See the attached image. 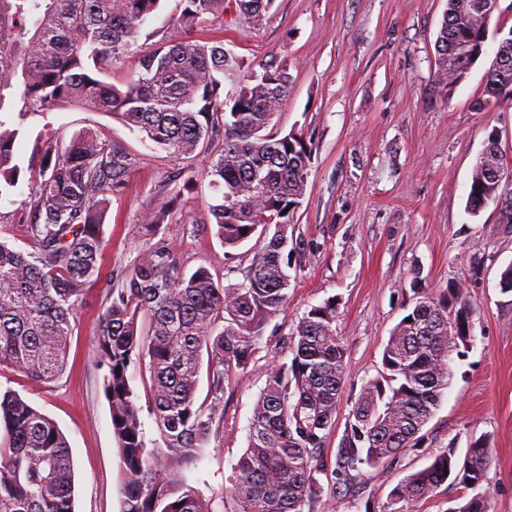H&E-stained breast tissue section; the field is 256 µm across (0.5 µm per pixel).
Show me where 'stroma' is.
I'll return each mask as SVG.
<instances>
[{
	"mask_svg": "<svg viewBox=\"0 0 512 512\" xmlns=\"http://www.w3.org/2000/svg\"><path fill=\"white\" fill-rule=\"evenodd\" d=\"M445 8L446 0H274L262 25L215 15L193 33L256 63L288 64V99L269 132L294 131L312 146L305 195L292 217L310 249L287 308L269 320L265 335L287 336L311 306L336 302L346 373L324 455L335 457L360 388L377 376L391 330L413 306L414 289L436 295L457 281L466 292L471 338L452 362L451 384L422 430L423 446L358 477L351 490L323 491L315 512H396L392 493L405 476L442 448L463 450L483 435L493 442L481 486L488 510L512 512V294L498 287L501 270L512 263V224L500 223L498 202L475 217L467 211L472 170L488 136L512 157V100L478 107L497 48L493 38L486 56L444 97L434 72ZM179 9V0H163L131 55L108 69V80L127 78L136 55L150 48L151 32L166 29ZM86 128L136 160L103 226L105 269L114 279L166 247L185 270L204 266L223 285L242 282L262 241L251 239L225 258L207 208L214 193L204 159L192 163L196 189L183 190L179 161L143 142L121 119L81 110L29 118L15 159L27 167L46 137L66 140ZM28 193L23 179L0 196V239L23 251L32 248L19 222ZM166 204L171 211L164 224L147 234L143 215ZM103 301L100 288L92 287L57 379L39 385L0 371L1 388L16 391L65 435L74 460L75 512L120 510L117 443L93 357ZM273 361V351L259 349L248 369L225 385L224 423L187 473L216 512L234 507L227 497L232 467L247 447L253 406Z\"/></svg>",
	"mask_w": 512,
	"mask_h": 512,
	"instance_id": "1",
	"label": "stroma"
}]
</instances>
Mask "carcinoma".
Instances as JSON below:
<instances>
[{"mask_svg":"<svg viewBox=\"0 0 512 512\" xmlns=\"http://www.w3.org/2000/svg\"><path fill=\"white\" fill-rule=\"evenodd\" d=\"M163 0H0V196L17 187L14 148L34 115L77 107L120 117L142 139L191 162L223 141L206 176L208 204L225 254L256 233L271 234L254 253L244 281L224 287L200 266L186 273L174 253L149 252L121 286L105 288L94 360L103 370L122 479L120 512H215L184 475L224 422V387L244 372L268 321L288 305L308 241L288 222L306 189L312 149L294 133L266 134L288 97L285 64L259 66L189 36L207 16L233 10L254 23L273 0H180L172 27L156 32L133 75L100 78L125 56ZM472 0H447L435 42L436 79L445 92L484 55L485 30ZM234 92L224 95L225 83ZM512 96V67L485 86V108ZM135 158L86 129L64 142L47 139L30 173L27 233L33 251L0 241V368L46 383L66 367L69 337L91 286L101 279L103 224L111 197L127 186ZM502 184L473 170L467 208L476 215L500 197ZM166 207L143 218L154 235ZM333 302L311 307L282 344L291 354L269 368L257 398L245 452L233 467L232 512H304L336 483L356 477L423 442L421 431L448 389L453 354L470 336L460 283L417 301L392 329L382 370L362 386L331 468L320 454L345 377V348ZM140 371L163 445L146 446L129 369ZM206 397L198 399L201 376ZM0 512H74V462L56 423L10 388L0 390ZM491 461L489 439L464 455L448 447L406 476L394 499L413 505L438 486L476 491L452 512H488L477 492Z\"/></svg>","mask_w":512,"mask_h":512,"instance_id":"1","label":"carcinoma"}]
</instances>
